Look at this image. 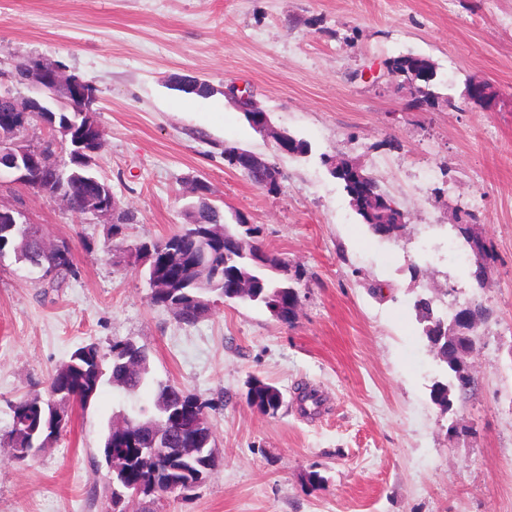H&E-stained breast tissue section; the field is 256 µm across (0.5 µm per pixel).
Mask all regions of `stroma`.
Returning <instances> with one entry per match:
<instances>
[{
  "label": "stroma",
  "instance_id": "stroma-1",
  "mask_svg": "<svg viewBox=\"0 0 512 512\" xmlns=\"http://www.w3.org/2000/svg\"><path fill=\"white\" fill-rule=\"evenodd\" d=\"M406 54L437 73L438 97L422 110L397 82L363 77ZM27 57L95 87L96 170L135 221L116 231L111 218L0 181V207L68 244L75 269L52 290L13 254L0 258V512H108V426L152 406V389L103 382L24 461L7 431L12 404L45 392L78 347L105 353L127 339L148 348L152 380L206 401L219 455L193 495L169 496L158 512H512V0H0V91L56 108L17 82L14 64ZM182 78L211 91L183 93ZM475 81L492 86L489 107L466 101ZM231 85L308 154L277 151L225 95ZM228 144L275 162L279 189L229 167ZM342 158L397 202L406 235L362 224L331 174ZM460 201L497 252L478 293L473 264L420 250L456 223ZM204 202L226 223L257 227L287 263L295 319L214 296L187 326L151 305L134 245L171 234ZM423 293L445 318L475 295L492 311L465 359L477 389L447 412L431 399L446 375L414 310ZM255 379L281 390L277 414L248 404ZM305 390L319 395L317 414L302 410Z\"/></svg>",
  "mask_w": 512,
  "mask_h": 512
}]
</instances>
